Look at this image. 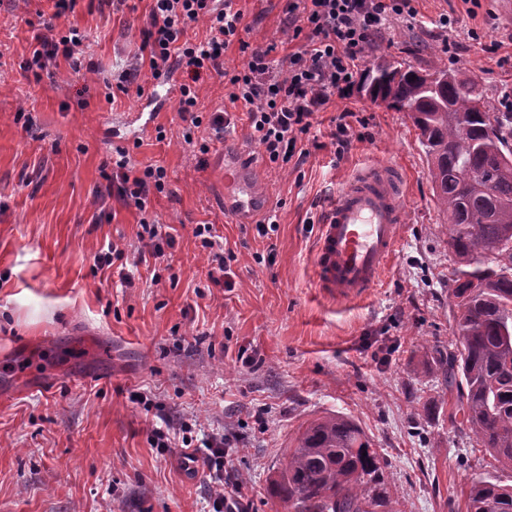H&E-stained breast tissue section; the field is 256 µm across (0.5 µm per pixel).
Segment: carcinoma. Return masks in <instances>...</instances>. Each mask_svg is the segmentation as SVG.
<instances>
[{"mask_svg": "<svg viewBox=\"0 0 512 512\" xmlns=\"http://www.w3.org/2000/svg\"><path fill=\"white\" fill-rule=\"evenodd\" d=\"M358 90L409 113L419 131L457 264L451 292L460 349L439 356L438 365L448 388H457L452 414L512 467V111L444 60L423 74L382 56L364 70ZM469 169L483 173L490 191L468 181ZM271 488L294 512H393L379 454L339 414L299 430ZM467 512H512V486L472 480Z\"/></svg>", "mask_w": 512, "mask_h": 512, "instance_id": "1", "label": "carcinoma"}]
</instances>
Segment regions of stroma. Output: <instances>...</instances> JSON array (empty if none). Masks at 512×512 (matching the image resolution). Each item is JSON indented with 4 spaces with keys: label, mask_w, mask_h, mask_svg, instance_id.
<instances>
[{
    "label": "stroma",
    "mask_w": 512,
    "mask_h": 512,
    "mask_svg": "<svg viewBox=\"0 0 512 512\" xmlns=\"http://www.w3.org/2000/svg\"><path fill=\"white\" fill-rule=\"evenodd\" d=\"M241 6L247 41L281 40L285 0ZM417 8L373 57L419 70L442 58L489 95L512 94V13L499 0ZM40 12L57 32L87 34L94 72L61 58L41 77L25 71ZM147 12L146 0L134 12L76 0L60 16L52 0H0V512H210L206 472L185 476L183 448L154 447L166 424L188 425L197 444L241 434L224 465L241 475L252 512H294L270 482L300 428L337 413L377 450L397 512H466L475 478L511 486L512 469L451 420L454 397L432 360L455 345L454 260L408 114L353 89L317 114L301 166L270 165L243 119L198 160L165 79L106 94L104 78L141 54ZM444 14L452 26L440 25ZM346 109L357 138L339 159L333 119ZM228 141L270 184L278 224L269 236L224 215ZM119 148L167 171L170 191L151 207L175 238L164 262H140L134 206L97 202L103 164ZM379 159L406 177V220L379 286L339 302L314 284L316 224L351 171ZM199 224L233 254L231 288L211 282ZM112 242L128 262L99 269L94 257ZM125 273L132 286H122Z\"/></svg>",
    "instance_id": "1"
}]
</instances>
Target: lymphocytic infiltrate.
Segmentation results:
<instances>
[{"label":"lymphocytic infiltrate","instance_id":"lymphocytic-infiltrate-1","mask_svg":"<svg viewBox=\"0 0 512 512\" xmlns=\"http://www.w3.org/2000/svg\"><path fill=\"white\" fill-rule=\"evenodd\" d=\"M417 0H286L284 35L297 42V49L277 55V43L251 45L245 40L244 13L237 0H151L141 31L143 61L128 64L112 74L121 91L138 84L143 71L153 78L186 74L178 87L177 114L185 144L199 153L210 150L207 142H196L200 127H208L213 139L223 140L226 127L238 114H245L250 139L262 149L269 163L283 167L304 160L302 146L316 112L331 96H346L355 63L368 57L387 22L394 18H416ZM205 24L208 35L194 42L190 30ZM84 34L69 30L55 39L38 36L25 63L26 70L39 73L50 61L67 60L74 71L83 67ZM238 45L246 60L241 68L224 67V53ZM223 78L230 89L232 111L199 112L197 84L202 75ZM107 166V195L122 204H134L141 214L137 237L149 256L162 257L173 238L147 213L153 198L168 185L164 167H136L126 150H117ZM234 445L230 434L213 435L203 447L193 449L187 459L205 467L213 484V512H249L242 495L243 481L224 466V457Z\"/></svg>","mask_w":512,"mask_h":512}]
</instances>
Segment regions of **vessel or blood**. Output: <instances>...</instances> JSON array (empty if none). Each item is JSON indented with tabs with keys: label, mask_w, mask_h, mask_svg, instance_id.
<instances>
[{
	"label": "vessel or blood",
	"mask_w": 512,
	"mask_h": 512,
	"mask_svg": "<svg viewBox=\"0 0 512 512\" xmlns=\"http://www.w3.org/2000/svg\"><path fill=\"white\" fill-rule=\"evenodd\" d=\"M407 190L400 169L386 160L353 170L319 224L313 257L316 284L339 300L377 285L399 239ZM269 207V189L249 155L224 153V212L235 223L254 224Z\"/></svg>",
	"instance_id": "1"
}]
</instances>
